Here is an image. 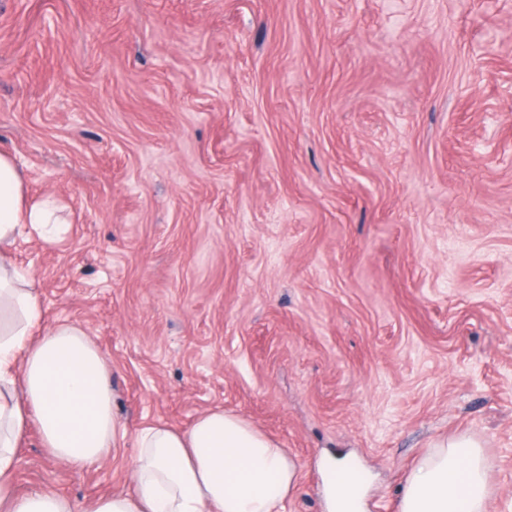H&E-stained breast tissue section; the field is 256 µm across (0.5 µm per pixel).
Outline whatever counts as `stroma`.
Wrapping results in <instances>:
<instances>
[{
  "mask_svg": "<svg viewBox=\"0 0 512 512\" xmlns=\"http://www.w3.org/2000/svg\"><path fill=\"white\" fill-rule=\"evenodd\" d=\"M0 149L54 244L18 240L81 326L124 447L74 469L30 427L15 488H133L136 434L235 412L396 512L442 438L512 512V0H0Z\"/></svg>",
  "mask_w": 512,
  "mask_h": 512,
  "instance_id": "stroma-1",
  "label": "stroma"
}]
</instances>
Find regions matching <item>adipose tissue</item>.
Segmentation results:
<instances>
[{
	"label": "adipose tissue",
	"instance_id": "ef3b65f1",
	"mask_svg": "<svg viewBox=\"0 0 512 512\" xmlns=\"http://www.w3.org/2000/svg\"><path fill=\"white\" fill-rule=\"evenodd\" d=\"M52 202L25 200V180L0 151V512H282L297 487L287 449L241 416L207 411L184 429L143 428L129 493L77 502L52 491L18 495L20 444L37 426L44 448L80 469L121 447L109 371L86 332L45 323L29 271L13 247L59 237ZM490 461L478 441H437L407 476L397 512H487Z\"/></svg>",
	"mask_w": 512,
	"mask_h": 512
}]
</instances>
